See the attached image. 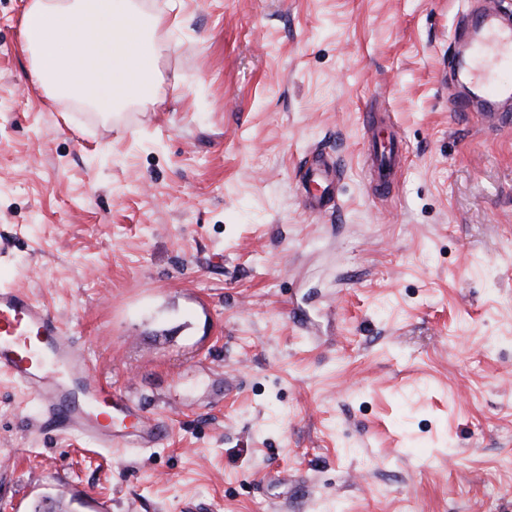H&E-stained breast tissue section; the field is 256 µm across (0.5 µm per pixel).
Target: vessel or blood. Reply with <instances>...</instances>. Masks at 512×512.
<instances>
[{
	"instance_id": "vessel-or-blood-1",
	"label": "vessel or blood",
	"mask_w": 512,
	"mask_h": 512,
	"mask_svg": "<svg viewBox=\"0 0 512 512\" xmlns=\"http://www.w3.org/2000/svg\"><path fill=\"white\" fill-rule=\"evenodd\" d=\"M466 49L470 53L467 73L482 96L455 98L452 107L463 114L479 113L487 125H501L506 115L497 105L512 98V83L502 78L512 70V24L503 21L496 10H482ZM403 162L398 139L373 144L369 179L378 195L390 194ZM303 181L310 186L304 196L308 210L335 207L332 158L313 157ZM0 373L38 401L42 427L80 436L99 449L152 448L167 435L166 427L144 404L113 390L110 382L96 379L87 354L48 307L8 284L0 285Z\"/></svg>"
}]
</instances>
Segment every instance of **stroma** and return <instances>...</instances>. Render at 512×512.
I'll list each match as a JSON object with an SVG mask.
<instances>
[{
  "instance_id": "35a3bbf8",
  "label": "stroma",
  "mask_w": 512,
  "mask_h": 512,
  "mask_svg": "<svg viewBox=\"0 0 512 512\" xmlns=\"http://www.w3.org/2000/svg\"><path fill=\"white\" fill-rule=\"evenodd\" d=\"M169 1L138 0L152 100L104 116L34 82L27 0H0V283L170 430L107 454L0 375V512H512V123L453 112L450 79L512 0ZM314 149L340 173L318 216ZM368 139L372 144L368 166L370 182L379 196H388L404 162L401 141L390 138L387 145H380L375 135Z\"/></svg>"
}]
</instances>
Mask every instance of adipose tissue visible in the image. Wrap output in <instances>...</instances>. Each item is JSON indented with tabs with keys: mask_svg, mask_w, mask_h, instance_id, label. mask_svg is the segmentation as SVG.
Segmentation results:
<instances>
[{
	"mask_svg": "<svg viewBox=\"0 0 512 512\" xmlns=\"http://www.w3.org/2000/svg\"><path fill=\"white\" fill-rule=\"evenodd\" d=\"M163 21L135 0H29L21 43L42 88L112 112L151 95Z\"/></svg>",
	"mask_w": 512,
	"mask_h": 512,
	"instance_id": "obj_1",
	"label": "adipose tissue"
}]
</instances>
